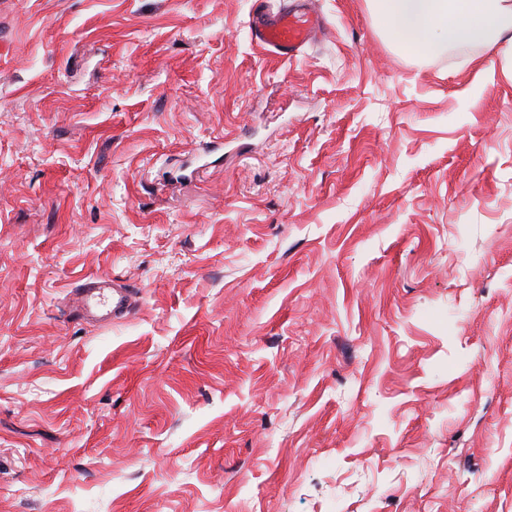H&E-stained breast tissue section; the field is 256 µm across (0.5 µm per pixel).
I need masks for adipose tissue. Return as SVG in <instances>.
<instances>
[{
	"instance_id": "1",
	"label": "adipose tissue",
	"mask_w": 512,
	"mask_h": 512,
	"mask_svg": "<svg viewBox=\"0 0 512 512\" xmlns=\"http://www.w3.org/2000/svg\"><path fill=\"white\" fill-rule=\"evenodd\" d=\"M396 46L437 55L454 45L497 48L512 79V0H372Z\"/></svg>"
}]
</instances>
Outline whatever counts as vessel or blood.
Listing matches in <instances>:
<instances>
[{
    "label": "vessel or blood",
    "instance_id": "1",
    "mask_svg": "<svg viewBox=\"0 0 512 512\" xmlns=\"http://www.w3.org/2000/svg\"><path fill=\"white\" fill-rule=\"evenodd\" d=\"M251 36L264 51L275 57L293 59L303 48L323 35L321 15L309 0L297 7L271 11L260 0L250 21ZM75 302L89 320L112 324L127 319L134 304V294L119 282L105 276H94L79 288Z\"/></svg>",
    "mask_w": 512,
    "mask_h": 512
}]
</instances>
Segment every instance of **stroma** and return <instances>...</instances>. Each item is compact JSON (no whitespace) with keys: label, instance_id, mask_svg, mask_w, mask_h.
I'll use <instances>...</instances> for the list:
<instances>
[{"label":"stroma","instance_id":"35a3bbf8","mask_svg":"<svg viewBox=\"0 0 512 512\" xmlns=\"http://www.w3.org/2000/svg\"><path fill=\"white\" fill-rule=\"evenodd\" d=\"M255 2L0 0V512H512V80ZM250 30L252 40L264 51L274 57L293 59L323 35L325 26L321 15L308 1L277 12L262 1L251 16ZM75 302L89 320L112 324L127 319L134 304V294L119 282L96 275L79 288Z\"/></svg>","mask_w":512,"mask_h":512}]
</instances>
